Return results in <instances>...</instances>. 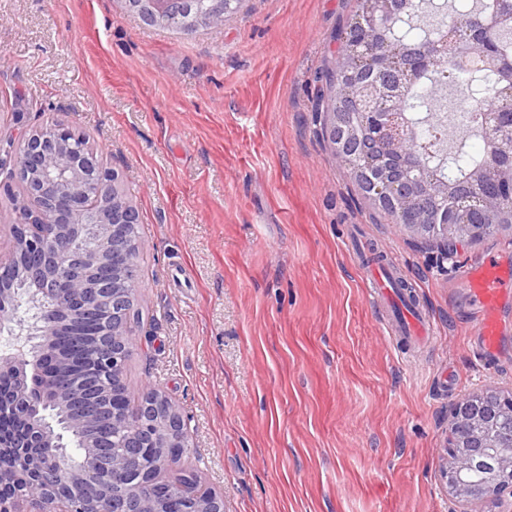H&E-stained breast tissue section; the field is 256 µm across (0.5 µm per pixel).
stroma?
<instances>
[{
  "instance_id": "1",
  "label": "stroma",
  "mask_w": 512,
  "mask_h": 512,
  "mask_svg": "<svg viewBox=\"0 0 512 512\" xmlns=\"http://www.w3.org/2000/svg\"><path fill=\"white\" fill-rule=\"evenodd\" d=\"M351 0H242L190 34L125 0H0V147L65 119L139 213L126 365L192 436L177 473L224 512H451L439 450L457 398L512 389L511 238L449 261L375 209L317 134V76ZM500 253L482 355L462 266ZM394 268L436 326L413 344L370 296Z\"/></svg>"
}]
</instances>
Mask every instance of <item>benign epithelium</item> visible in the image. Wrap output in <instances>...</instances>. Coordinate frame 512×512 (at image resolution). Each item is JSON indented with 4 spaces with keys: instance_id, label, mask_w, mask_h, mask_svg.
<instances>
[{
    "instance_id": "benign-epithelium-1",
    "label": "benign epithelium",
    "mask_w": 512,
    "mask_h": 512,
    "mask_svg": "<svg viewBox=\"0 0 512 512\" xmlns=\"http://www.w3.org/2000/svg\"><path fill=\"white\" fill-rule=\"evenodd\" d=\"M395 0H365L366 21L376 31H389L400 24L393 8ZM493 24L467 29L465 35L478 43L501 44L505 33ZM440 41L425 34L422 67L408 69L400 64L398 47L370 70V77L342 84L360 109L363 126L369 128L379 147L353 160L358 169L375 161L394 158L403 164L400 176L383 170L372 181L369 196L378 208L393 206L407 211L403 228L420 244H433L440 258L448 259L461 247L484 237L482 230L467 223H448V184L413 163L418 126L432 120L428 113L414 121L401 112L402 102L384 84L388 71H397L403 81H415L429 61L440 58L466 62L457 49L456 37ZM499 114L487 116L482 137L491 146L485 165L497 163L500 152L512 150V131L502 132ZM0 156V172L21 187L13 198L12 251L0 254V332L14 334L18 323L14 298L3 284L21 274L30 286V298L42 304L41 339L33 350L30 334H15L7 352L0 353V372L17 374L18 386L12 406L25 420L26 429L17 451L29 456L30 482L37 489L24 500L31 512H168V498L156 487V474L175 470L181 463V449L189 447L188 426L176 406L159 390L148 388L133 399L125 381L126 361L136 345L123 307L132 301L131 289L124 286L132 274L141 242L129 235L138 223L137 210L121 190L119 173L102 169L95 152L80 145L75 132L62 118L43 128L23 133L17 143ZM439 222L448 228L442 236L428 235L425 229ZM112 312V325L98 359L101 376L67 380L54 386L43 373L42 361L52 359L64 367L63 357L53 345V336L63 324H72L88 315ZM502 408L512 421V392L496 390L464 395L454 401L448 416V435L442 448L443 481L455 502L471 503L512 492V433L504 436L488 431L484 404ZM66 412V429L87 437V448L76 467L51 465L38 453L54 449L61 456L65 448L61 435H51L46 411ZM110 425L125 432L123 449L98 439V429ZM476 448L495 457L498 469L481 483L470 481L473 461L463 452ZM145 448L155 450L150 458ZM101 495L91 499L88 488ZM181 512H224L223 501L212 491L200 490L188 480L180 485Z\"/></svg>"
}]
</instances>
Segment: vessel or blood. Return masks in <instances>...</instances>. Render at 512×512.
<instances>
[{"mask_svg":"<svg viewBox=\"0 0 512 512\" xmlns=\"http://www.w3.org/2000/svg\"><path fill=\"white\" fill-rule=\"evenodd\" d=\"M503 277L501 264L491 259L466 266L461 272V281L467 288L476 311L477 340L483 351L489 354L494 352L498 344L496 308ZM366 284L371 295L392 301L398 297L388 273L382 269H372L366 278ZM404 317L406 332L410 337L421 339L433 335L432 322L420 316L414 308H407Z\"/></svg>","mask_w":512,"mask_h":512,"instance_id":"vessel-or-blood-1","label":"vessel or blood"}]
</instances>
